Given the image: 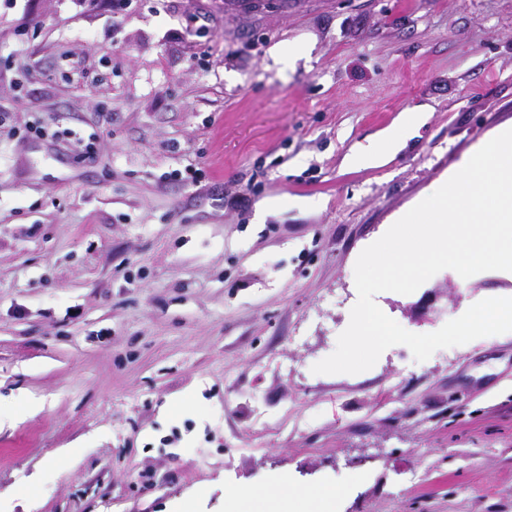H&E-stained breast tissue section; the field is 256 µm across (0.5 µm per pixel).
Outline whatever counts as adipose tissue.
<instances>
[{"mask_svg":"<svg viewBox=\"0 0 512 512\" xmlns=\"http://www.w3.org/2000/svg\"><path fill=\"white\" fill-rule=\"evenodd\" d=\"M427 111L421 107L409 108L401 112L395 124L375 142L364 145L355 144L347 154L345 161L352 167L383 165L389 162L399 151L403 150L410 138L423 125ZM336 497L332 488L305 487L289 489L280 498H272L269 491L252 489L237 493L231 503L229 512H250L254 499L269 501L267 512H286L289 502H296L300 512H326V507Z\"/></svg>","mask_w":512,"mask_h":512,"instance_id":"obj_1","label":"adipose tissue"}]
</instances>
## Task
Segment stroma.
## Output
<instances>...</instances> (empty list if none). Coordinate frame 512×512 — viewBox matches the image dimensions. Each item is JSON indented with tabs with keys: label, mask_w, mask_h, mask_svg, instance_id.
<instances>
[{
	"label": "stroma",
	"mask_w": 512,
	"mask_h": 512,
	"mask_svg": "<svg viewBox=\"0 0 512 512\" xmlns=\"http://www.w3.org/2000/svg\"><path fill=\"white\" fill-rule=\"evenodd\" d=\"M0 105V512L314 484L339 512H512V332L312 371L362 250L512 127V0H0ZM418 105L391 162L345 166ZM488 297L512 274L375 301L431 333Z\"/></svg>",
	"instance_id": "obj_1"
}]
</instances>
